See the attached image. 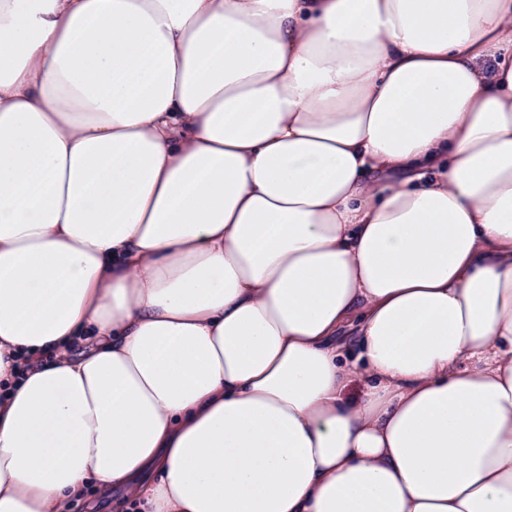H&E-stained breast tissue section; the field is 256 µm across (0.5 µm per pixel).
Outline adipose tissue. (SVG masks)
Returning <instances> with one entry per match:
<instances>
[{
    "label": "adipose tissue",
    "mask_w": 512,
    "mask_h": 512,
    "mask_svg": "<svg viewBox=\"0 0 512 512\" xmlns=\"http://www.w3.org/2000/svg\"><path fill=\"white\" fill-rule=\"evenodd\" d=\"M512 512V0H0V512Z\"/></svg>",
    "instance_id": "ef3b65f1"
}]
</instances>
